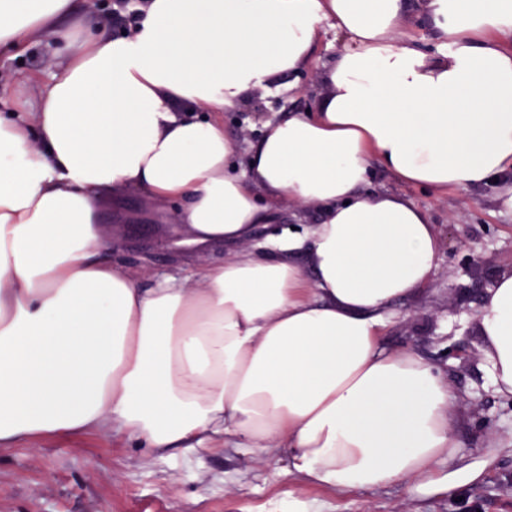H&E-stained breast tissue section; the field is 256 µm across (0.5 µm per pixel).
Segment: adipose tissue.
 <instances>
[{
  "label": "adipose tissue",
  "instance_id": "obj_1",
  "mask_svg": "<svg viewBox=\"0 0 512 512\" xmlns=\"http://www.w3.org/2000/svg\"><path fill=\"white\" fill-rule=\"evenodd\" d=\"M423 8L432 51L404 35L407 0H137L118 36L78 0H0V50L42 35L57 61L0 113V449L115 428L161 457L283 448L315 486L416 496L483 478L485 459L437 470L460 446L442 370L381 344L442 241L370 184L379 168L437 195L491 185L512 212V0ZM330 31L327 94L266 122L236 169L223 113ZM131 192L176 209L173 233L202 252L276 222L282 199L322 220L145 288L103 222ZM475 321L512 399V274Z\"/></svg>",
  "mask_w": 512,
  "mask_h": 512
}]
</instances>
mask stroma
I'll return each mask as SVG.
<instances>
[{
    "label": "stroma",
    "mask_w": 512,
    "mask_h": 512,
    "mask_svg": "<svg viewBox=\"0 0 512 512\" xmlns=\"http://www.w3.org/2000/svg\"><path fill=\"white\" fill-rule=\"evenodd\" d=\"M333 52L332 38H324L290 92L261 94L247 108L225 113L224 128L238 146L237 165H244L245 151L265 121L306 111L325 95L322 65ZM54 66L42 36L31 38L21 54L1 52L0 102L13 95L19 80ZM372 187L410 199L428 214L443 242L434 278L419 298L398 304L383 344L391 351L413 348L446 368L451 385L464 394L456 407L458 455L481 457L488 432L512 429V401L492 389L473 320L484 286L512 271V213L496 209L490 186L435 196L377 169ZM278 213L276 223L258 225L250 238L217 246L213 254L229 258L321 218L314 206L292 200L281 201ZM111 219L112 258L133 270L143 286L165 276H189L213 255L180 245L167 231L177 222L176 212L162 221L147 216L139 194L125 196ZM468 250L482 254L483 263L462 264ZM0 512H512V452H501L471 487L413 497L400 482L346 493L312 487L288 473L280 453L249 457L216 444L152 458L118 432L89 431L1 451Z\"/></svg>",
    "instance_id": "35a3bbf8"
}]
</instances>
